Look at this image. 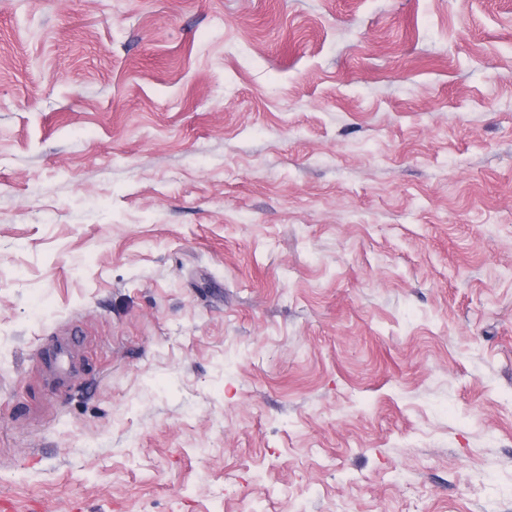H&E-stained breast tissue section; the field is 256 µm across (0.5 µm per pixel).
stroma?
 Returning a JSON list of instances; mask_svg holds the SVG:
<instances>
[{
  "label": "stroma",
  "mask_w": 512,
  "mask_h": 512,
  "mask_svg": "<svg viewBox=\"0 0 512 512\" xmlns=\"http://www.w3.org/2000/svg\"><path fill=\"white\" fill-rule=\"evenodd\" d=\"M0 500L512 512V0H0Z\"/></svg>",
  "instance_id": "1"
}]
</instances>
